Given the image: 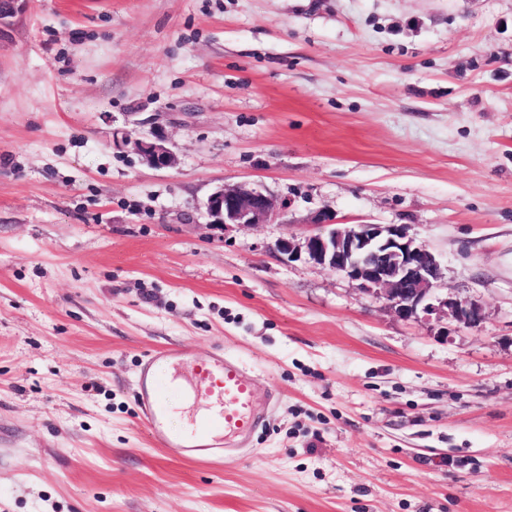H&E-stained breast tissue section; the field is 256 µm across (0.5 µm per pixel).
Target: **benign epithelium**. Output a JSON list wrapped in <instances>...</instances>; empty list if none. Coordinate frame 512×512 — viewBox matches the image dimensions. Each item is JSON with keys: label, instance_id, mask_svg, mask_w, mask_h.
<instances>
[{"label": "benign epithelium", "instance_id": "obj_1", "mask_svg": "<svg viewBox=\"0 0 512 512\" xmlns=\"http://www.w3.org/2000/svg\"><path fill=\"white\" fill-rule=\"evenodd\" d=\"M131 140L133 150L157 169L177 165L168 147V135L158 122ZM204 208L210 223L247 226L265 224L278 211L274 199L244 183L222 185L209 195ZM319 230L298 237L286 234L271 249L288 261L305 259L342 274L358 289L381 302L397 317L450 320L478 327L485 313L477 301L455 293L442 294L441 266L426 245L416 242L403 224H336V213L324 210L317 219Z\"/></svg>", "mask_w": 512, "mask_h": 512}]
</instances>
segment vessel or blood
Segmentation results:
<instances>
[{
	"label": "vessel or blood",
	"mask_w": 512,
	"mask_h": 512,
	"mask_svg": "<svg viewBox=\"0 0 512 512\" xmlns=\"http://www.w3.org/2000/svg\"><path fill=\"white\" fill-rule=\"evenodd\" d=\"M186 365L192 371L188 386L179 374ZM135 386L140 417L152 441L182 458L224 461L234 449L248 446L262 421L254 376L240 360L223 353L192 365L175 347L148 353L141 361ZM181 387L189 398L201 401L202 408L186 428L174 431L169 427L167 393Z\"/></svg>",
	"instance_id": "vessel-or-blood-1"
}]
</instances>
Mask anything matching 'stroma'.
Listing matches in <instances>:
<instances>
[{
	"mask_svg": "<svg viewBox=\"0 0 512 512\" xmlns=\"http://www.w3.org/2000/svg\"><path fill=\"white\" fill-rule=\"evenodd\" d=\"M161 123L178 157L122 136ZM246 182L283 219L223 227ZM404 224L485 320H402L279 237ZM272 392L158 447L149 352ZM0 512H512V0H19L0 20ZM148 130L131 140L126 136L122 141L131 144L133 150L150 166L157 169L174 168L177 165L176 154L168 147V135L158 122L148 120ZM160 363L173 372L163 373ZM187 364L184 352L175 347L144 356L135 380L140 417L157 446L197 462H223L234 449L248 446L263 421L255 378L240 360L215 353L192 364L193 383L186 388L178 371ZM181 387L203 404L186 428L173 431L167 393Z\"/></svg>",
	"mask_w": 512,
	"mask_h": 512,
	"instance_id": "obj_1",
	"label": "stroma"
}]
</instances>
